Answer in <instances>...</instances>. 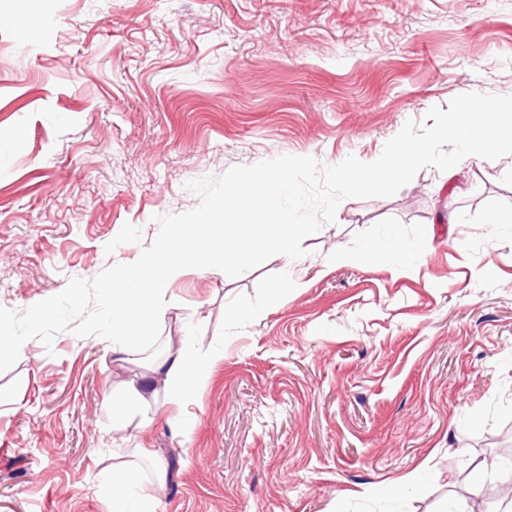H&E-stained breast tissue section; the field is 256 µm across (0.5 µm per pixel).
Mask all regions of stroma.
I'll return each instance as SVG.
<instances>
[{
	"label": "stroma",
	"mask_w": 512,
	"mask_h": 512,
	"mask_svg": "<svg viewBox=\"0 0 512 512\" xmlns=\"http://www.w3.org/2000/svg\"><path fill=\"white\" fill-rule=\"evenodd\" d=\"M469 92L512 94V0H0V512H140L119 444L156 512H497L512 471L475 467L512 453L509 156L344 200L302 258L185 265L140 346L187 336L198 383L112 428L139 369L110 288L187 182L371 162Z\"/></svg>",
	"instance_id": "1"
}]
</instances>
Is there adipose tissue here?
<instances>
[{
  "label": "adipose tissue",
  "mask_w": 512,
  "mask_h": 512,
  "mask_svg": "<svg viewBox=\"0 0 512 512\" xmlns=\"http://www.w3.org/2000/svg\"><path fill=\"white\" fill-rule=\"evenodd\" d=\"M279 182L277 174L255 173L250 175L246 185L231 191L242 211L256 210L266 217L263 241L245 237V225L225 226L223 212L193 216L177 225L161 248L141 254L135 268L139 279L137 287H129L126 278H119L112 294V329L125 361H138L136 337L162 318L156 299L190 257H200L207 265H220L227 250L242 253L254 247L260 248L265 258L290 255L302 229L292 224L287 212L279 206Z\"/></svg>",
  "instance_id": "adipose-tissue-1"
}]
</instances>
